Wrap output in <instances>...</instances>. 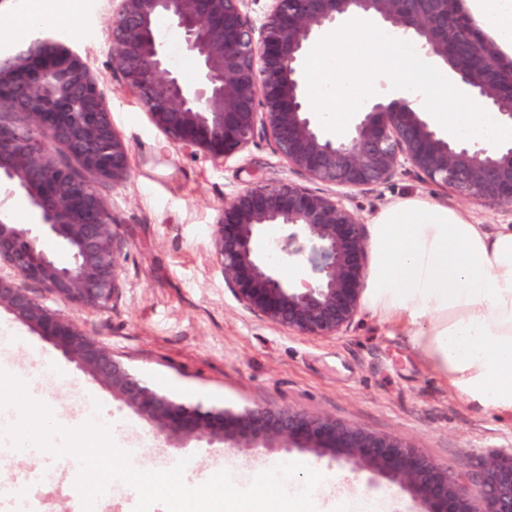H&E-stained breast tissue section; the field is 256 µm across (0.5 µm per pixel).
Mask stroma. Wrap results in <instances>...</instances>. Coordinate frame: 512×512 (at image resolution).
I'll return each mask as SVG.
<instances>
[{
    "mask_svg": "<svg viewBox=\"0 0 512 512\" xmlns=\"http://www.w3.org/2000/svg\"><path fill=\"white\" fill-rule=\"evenodd\" d=\"M111 0H80L75 31L66 43L88 63L105 94L112 121L129 147L131 168L119 184L93 177L125 242L120 298L102 312L49 298L51 307L76 321L158 392L206 407L262 404L328 415L378 435L407 438L423 454L460 475L470 474L479 455L512 448V416L486 412L453 395L400 327L361 309L339 338H305L244 309L225 287L209 247L211 226L225 200L256 185L291 180L318 191L321 183L290 168L273 143L256 132L249 145L217 161L170 145L125 86L110 61L107 20ZM424 197L466 211L474 223L496 232L512 225V212L497 204L459 199L398 171L380 185L349 193L346 204L360 223L391 202ZM19 336L17 347L0 350V369L26 381L30 395L51 404L63 426L84 423L88 408L111 422L115 443L136 449L140 470L175 465L180 453L161 447L149 424L60 350L0 312V328ZM19 410L0 406V472L57 467L50 452L16 448L10 427ZM195 467L184 481L195 487L230 470L247 486L280 454L234 448H193ZM331 488L367 498L393 493L395 512H420L403 490L364 470L316 462Z\"/></svg>",
    "mask_w": 512,
    "mask_h": 512,
    "instance_id": "stroma-1",
    "label": "stroma"
}]
</instances>
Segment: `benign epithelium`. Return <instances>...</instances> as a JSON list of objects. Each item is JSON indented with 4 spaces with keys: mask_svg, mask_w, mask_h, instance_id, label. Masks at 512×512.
<instances>
[{
    "mask_svg": "<svg viewBox=\"0 0 512 512\" xmlns=\"http://www.w3.org/2000/svg\"><path fill=\"white\" fill-rule=\"evenodd\" d=\"M248 0H112L111 64L171 143L222 160L262 129L288 166L327 187L291 180L257 184L219 210L210 251L245 309L297 336L343 335L354 323L368 273L365 225L344 199L399 170L464 200L512 208V141L460 140L399 95L375 100L346 134L327 131L306 99L308 49L346 19L370 17L409 34L457 88L512 127V63L466 15L463 0H268L256 26ZM168 19L199 63L192 85L169 64L156 22ZM0 97L26 113L0 115V191L25 195L30 224L0 200V310L11 313L145 418L167 447L227 448L330 456L408 492L423 512H512V450L479 456L461 478L401 436L375 435L293 408L186 405L152 389L37 289L104 310L122 290L124 242L93 183L50 155V143L95 175L127 179L129 148L83 57L35 28L0 57ZM69 261H57L53 249ZM299 270L286 280L280 262Z\"/></svg>",
    "mask_w": 512,
    "mask_h": 512,
    "instance_id": "7a95c632",
    "label": "benign epithelium"
}]
</instances>
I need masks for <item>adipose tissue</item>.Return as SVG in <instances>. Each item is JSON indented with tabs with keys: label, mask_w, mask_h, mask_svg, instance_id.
Wrapping results in <instances>:
<instances>
[{
	"label": "adipose tissue",
	"mask_w": 512,
	"mask_h": 512,
	"mask_svg": "<svg viewBox=\"0 0 512 512\" xmlns=\"http://www.w3.org/2000/svg\"><path fill=\"white\" fill-rule=\"evenodd\" d=\"M512 54V0H470ZM371 223L367 308L396 321L474 407L512 415V228L495 233L422 197L392 202Z\"/></svg>",
	"instance_id": "obj_1"
}]
</instances>
